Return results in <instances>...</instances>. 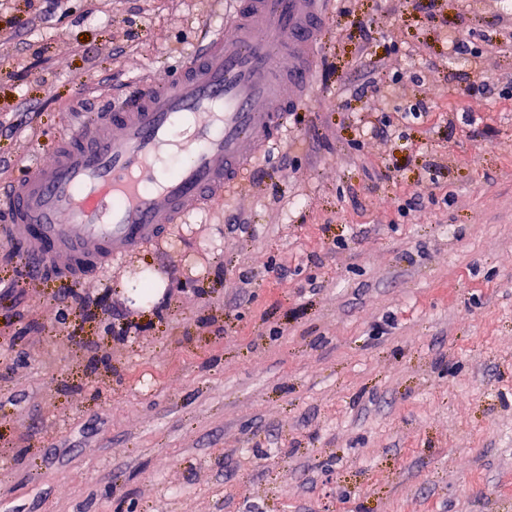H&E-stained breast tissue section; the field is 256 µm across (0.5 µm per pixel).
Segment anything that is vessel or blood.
<instances>
[{"mask_svg": "<svg viewBox=\"0 0 512 512\" xmlns=\"http://www.w3.org/2000/svg\"><path fill=\"white\" fill-rule=\"evenodd\" d=\"M222 28L175 77L77 124L49 161L0 188L9 240L79 283L224 201L313 86L329 0H230ZM183 163L169 175L161 163Z\"/></svg>", "mask_w": 512, "mask_h": 512, "instance_id": "vessel-or-blood-1", "label": "vessel or blood"}]
</instances>
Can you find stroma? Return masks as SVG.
<instances>
[{
  "label": "stroma",
  "instance_id": "1",
  "mask_svg": "<svg viewBox=\"0 0 512 512\" xmlns=\"http://www.w3.org/2000/svg\"><path fill=\"white\" fill-rule=\"evenodd\" d=\"M39 6L0 0V186L224 22ZM508 22L330 0L310 100L222 206L78 289L0 241V512H512Z\"/></svg>",
  "mask_w": 512,
  "mask_h": 512
}]
</instances>
